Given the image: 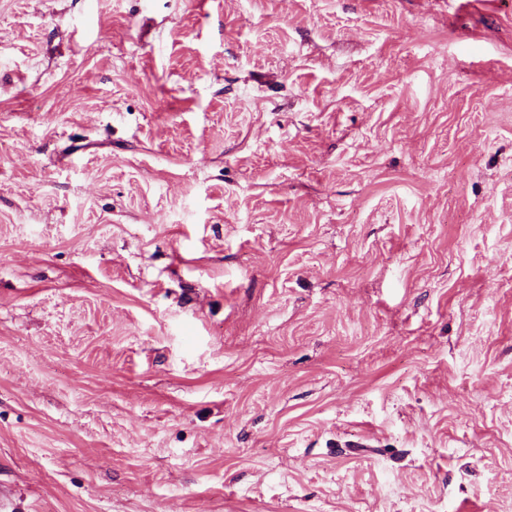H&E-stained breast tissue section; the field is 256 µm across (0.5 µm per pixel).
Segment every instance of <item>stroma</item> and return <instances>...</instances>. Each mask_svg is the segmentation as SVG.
I'll use <instances>...</instances> for the list:
<instances>
[{
  "label": "stroma",
  "mask_w": 512,
  "mask_h": 512,
  "mask_svg": "<svg viewBox=\"0 0 512 512\" xmlns=\"http://www.w3.org/2000/svg\"><path fill=\"white\" fill-rule=\"evenodd\" d=\"M0 512H512V0H0Z\"/></svg>",
  "instance_id": "stroma-1"
}]
</instances>
